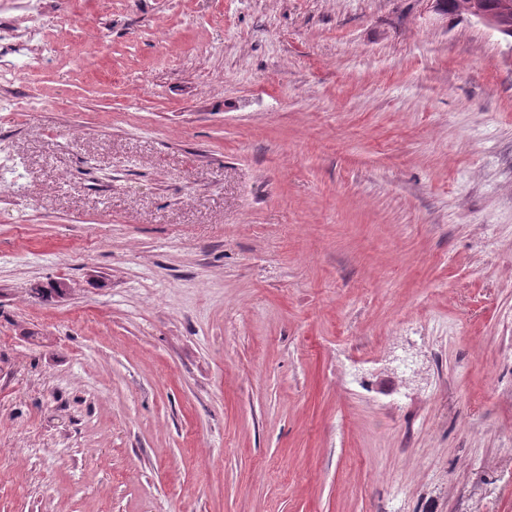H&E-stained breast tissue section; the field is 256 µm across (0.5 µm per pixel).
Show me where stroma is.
<instances>
[{
	"label": "stroma",
	"instance_id": "stroma-1",
	"mask_svg": "<svg viewBox=\"0 0 512 512\" xmlns=\"http://www.w3.org/2000/svg\"><path fill=\"white\" fill-rule=\"evenodd\" d=\"M40 23L0 83V512H512L503 35L436 0Z\"/></svg>",
	"mask_w": 512,
	"mask_h": 512
}]
</instances>
